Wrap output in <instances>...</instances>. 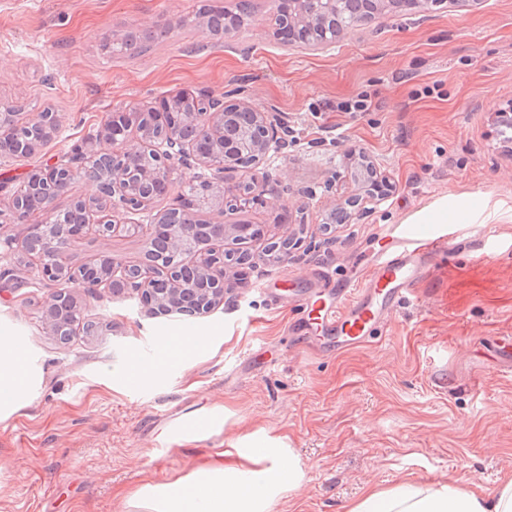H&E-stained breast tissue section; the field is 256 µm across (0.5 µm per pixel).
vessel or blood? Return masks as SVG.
<instances>
[{
    "instance_id": "b4317fda",
    "label": "vessel or blood",
    "mask_w": 512,
    "mask_h": 512,
    "mask_svg": "<svg viewBox=\"0 0 512 512\" xmlns=\"http://www.w3.org/2000/svg\"><path fill=\"white\" fill-rule=\"evenodd\" d=\"M497 240L490 224L478 225L472 241L455 224H395L385 231L370 259L368 278H327L321 290L273 293L269 301L300 311L297 332L316 337L335 352L377 334L399 308L411 302L416 286L436 263L471 248L491 255Z\"/></svg>"
}]
</instances>
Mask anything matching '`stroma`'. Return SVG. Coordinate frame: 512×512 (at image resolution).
<instances>
[{"label": "stroma", "mask_w": 512, "mask_h": 512, "mask_svg": "<svg viewBox=\"0 0 512 512\" xmlns=\"http://www.w3.org/2000/svg\"><path fill=\"white\" fill-rule=\"evenodd\" d=\"M199 0H0V106L57 112L56 139L0 165V209L31 170L72 153L111 112L159 106L177 93L221 97L241 88L293 132L286 150L234 184L268 179L264 203L197 219L262 224L295 236L292 258L226 269L224 302L206 316L148 315L138 296L77 292L94 332L63 344L41 312L52 285L0 277V331L19 336L43 366L30 405L0 421V512H125L123 492L185 474L247 432L282 437L305 480L273 512H345L365 487L448 480L491 493L512 475V373L491 353L512 344V252L461 254L434 268L381 336L339 353L297 343L292 312L262 289L297 292L308 277L355 272L381 225L402 223L437 196H454L512 240V0H439L385 13L326 50L287 49L273 37L272 0H253L247 25L215 38ZM166 29L135 56L112 41ZM367 93L369 112L337 111ZM366 156L389 194L351 223L325 230L330 205L364 192L349 152ZM143 234L87 232L64 253L76 267L101 252L141 261ZM187 327L206 349L155 387L112 381L145 341ZM226 412L206 435L190 421ZM176 443L165 460L157 446Z\"/></svg>", "instance_id": "stroma-1"}]
</instances>
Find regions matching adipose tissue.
<instances>
[{
	"label": "adipose tissue",
	"mask_w": 512,
	"mask_h": 512,
	"mask_svg": "<svg viewBox=\"0 0 512 512\" xmlns=\"http://www.w3.org/2000/svg\"><path fill=\"white\" fill-rule=\"evenodd\" d=\"M42 373L13 336H0V420L36 396ZM304 471L292 449L270 435L246 434L225 449L224 458L189 473L146 482L128 492L126 512H272L285 494L299 490ZM346 512H512V476L484 494L456 482L389 488L366 487Z\"/></svg>",
	"instance_id": "1"
}]
</instances>
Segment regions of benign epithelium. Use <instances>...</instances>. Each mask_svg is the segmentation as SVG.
I'll return each instance as SVG.
<instances>
[{"instance_id": "benign-epithelium-1", "label": "benign epithelium", "mask_w": 512, "mask_h": 512, "mask_svg": "<svg viewBox=\"0 0 512 512\" xmlns=\"http://www.w3.org/2000/svg\"><path fill=\"white\" fill-rule=\"evenodd\" d=\"M373 13L417 12L440 0H359ZM350 0H274L275 9L288 12V28H275L273 36L288 47L321 50L354 28L337 22L349 10ZM34 133L20 139L0 128V162L27 157L51 141L59 131L56 112H39ZM288 126L273 113L249 100L228 101L186 94L178 102L166 100L154 112L118 114L110 118L100 139L124 156L121 166H105L109 153L97 149L72 155L28 174L12 192L10 220L22 223L35 212H49L52 219L36 224L22 240L0 236V258L25 266L35 265L38 281L55 284L41 318L53 336L68 344L77 328L90 333L93 324L81 320L75 290L108 288L114 294L135 292L158 316L199 317L224 301V269L227 259L239 254L224 251V242L257 240L264 236L260 224H202L195 212L208 207L246 206L266 194V182L224 186V173L242 167L256 168L276 148L288 144ZM365 168L366 192L373 201L382 199L381 185L370 162L358 156ZM198 169L194 183L186 186L166 209L152 203L169 193L178 168ZM85 179L95 188L92 196L74 199L68 208L56 210V199L70 184ZM364 204L358 195L333 206L331 214L352 219ZM119 212L124 220L102 217ZM94 228L106 240L116 231H146L149 249L145 261L129 265L102 255L79 267L63 261L68 244Z\"/></svg>"}]
</instances>
